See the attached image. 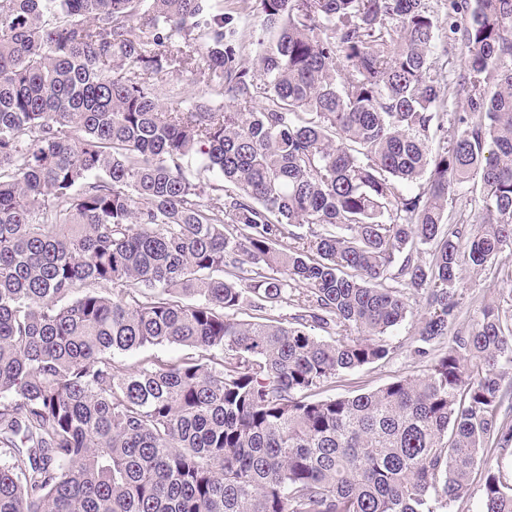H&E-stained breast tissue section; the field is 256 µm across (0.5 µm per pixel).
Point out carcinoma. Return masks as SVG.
<instances>
[{
    "instance_id": "obj_1",
    "label": "carcinoma",
    "mask_w": 512,
    "mask_h": 512,
    "mask_svg": "<svg viewBox=\"0 0 512 512\" xmlns=\"http://www.w3.org/2000/svg\"><path fill=\"white\" fill-rule=\"evenodd\" d=\"M234 2L0 0V512H440L512 447V326L491 302L448 335L461 260L512 255V0H448L452 82L431 0ZM198 62L204 95L161 103ZM466 185L484 224L449 222ZM420 296L426 372L310 399ZM162 343L201 353L114 360ZM254 306H260L257 301L254 303L245 302L242 307L235 312L234 317H236L238 320H253V317H260L259 315H266V314H272L275 317L282 319V322L287 323L290 317V314L293 313V310L291 307L287 306L286 304H283L282 306L278 307L274 311L259 309L258 307Z\"/></svg>"
}]
</instances>
